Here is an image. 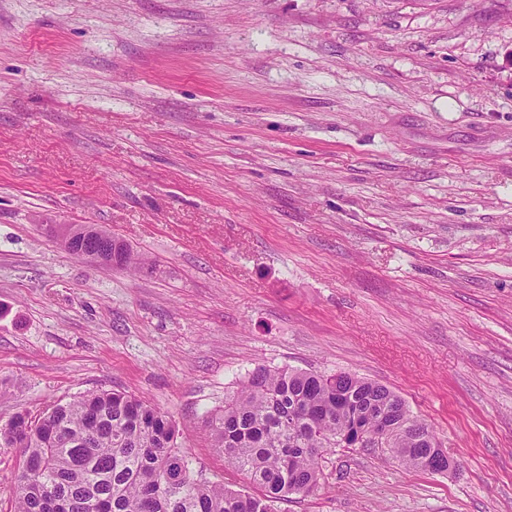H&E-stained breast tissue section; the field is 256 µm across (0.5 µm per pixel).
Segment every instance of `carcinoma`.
Returning a JSON list of instances; mask_svg holds the SVG:
<instances>
[{"label":"carcinoma","mask_w":512,"mask_h":512,"mask_svg":"<svg viewBox=\"0 0 512 512\" xmlns=\"http://www.w3.org/2000/svg\"><path fill=\"white\" fill-rule=\"evenodd\" d=\"M68 251L99 252L133 272L141 262L98 233L75 237ZM208 427L212 447L255 491L195 474L173 421L127 392L81 393L42 422L18 412L0 433L21 444L27 469L11 488L14 512H274L276 502L317 491L322 450L356 448L363 435L409 469H448L436 435L400 395L346 372L258 369Z\"/></svg>","instance_id":"carcinoma-1"}]
</instances>
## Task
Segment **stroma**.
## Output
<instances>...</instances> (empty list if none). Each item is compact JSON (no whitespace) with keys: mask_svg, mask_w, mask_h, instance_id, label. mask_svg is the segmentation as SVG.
I'll use <instances>...</instances> for the list:
<instances>
[{"mask_svg":"<svg viewBox=\"0 0 512 512\" xmlns=\"http://www.w3.org/2000/svg\"><path fill=\"white\" fill-rule=\"evenodd\" d=\"M285 366L455 467L333 448L278 512H512V0H0V428L125 391L246 490L207 420ZM67 250L78 257H80V252H99L107 259L112 261L114 259V243L112 238L100 235L99 233L76 236L70 242Z\"/></svg>","mask_w":512,"mask_h":512,"instance_id":"35a3bbf8","label":"stroma"}]
</instances>
